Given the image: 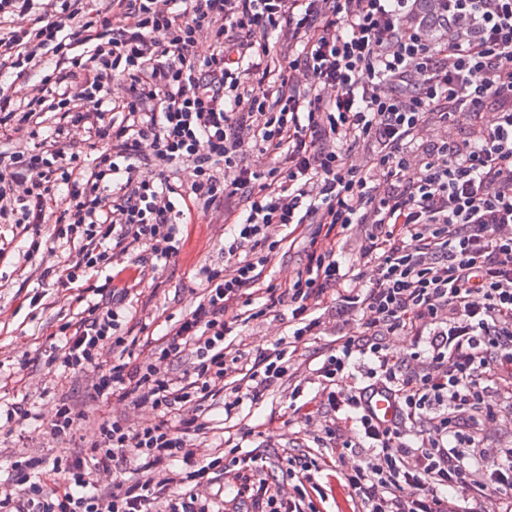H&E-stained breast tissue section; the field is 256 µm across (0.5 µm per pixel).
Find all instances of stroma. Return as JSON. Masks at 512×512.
<instances>
[{
  "label": "stroma",
  "mask_w": 512,
  "mask_h": 512,
  "mask_svg": "<svg viewBox=\"0 0 512 512\" xmlns=\"http://www.w3.org/2000/svg\"><path fill=\"white\" fill-rule=\"evenodd\" d=\"M315 225L296 230L295 242H287L288 228L273 234L278 244L269 252L260 282L288 287L307 263L309 239ZM230 227L220 212H195L184 228L185 243L179 254L167 264L143 267L141 283L129 295V310L135 322L129 333L143 337L162 334L168 320L196 305L202 290L197 279L201 266H224V239ZM23 228L0 224V397L22 400L35 417L13 428L0 427V462L17 454L50 458L73 447L68 436H53L48 423L59 399H67L85 410L90 417L107 415L131 425L152 419L148 406L128 400L112 399L108 406L95 401L85 375H64L50 359V344L61 324L76 322L83 309L79 296L89 295L101 284L102 275L81 280L65 290L43 279L45 268L62 266L63 250H40L31 259L19 257L23 246ZM321 325L315 336H305L288 349V374L257 401H243L233 419H226L222 406L206 410L207 427L192 436L193 457L205 463L225 450L237 448L239 455L255 458L267 477L280 482L283 493L293 491L286 467L281 460L286 448L314 447L322 417L319 409L326 383L318 373L323 354L337 336L356 329L353 316L342 311L335 292H328L316 312ZM290 312L277 307L267 312L263 302L250 299L238 310L225 343L230 363L224 378L227 386L242 384L255 357L273 352L289 333Z\"/></svg>",
  "instance_id": "1"
}]
</instances>
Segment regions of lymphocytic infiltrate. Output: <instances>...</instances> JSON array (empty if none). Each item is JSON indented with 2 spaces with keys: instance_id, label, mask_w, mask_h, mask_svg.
<instances>
[{
  "instance_id": "lymphocytic-infiltrate-1",
  "label": "lymphocytic infiltrate",
  "mask_w": 512,
  "mask_h": 512,
  "mask_svg": "<svg viewBox=\"0 0 512 512\" xmlns=\"http://www.w3.org/2000/svg\"><path fill=\"white\" fill-rule=\"evenodd\" d=\"M417 0H108L87 13L80 0H0V58L42 69L26 100L0 88V135L26 132L34 147L0 149V223L39 230L55 220L56 240L78 243L59 271L60 288L139 250L159 262L182 240L176 199L223 211L233 222L230 267H202L201 300L167 327L156 350L193 361L182 375L127 362L119 317L129 288L88 303L78 325H63L56 359L85 372L100 403L114 395L150 405L153 419L131 427L89 420L61 400L50 422L69 434L92 422L90 440L51 460L11 462L0 481V512H214L183 487L177 463L207 479L221 458L194 465L190 434L224 382L228 319L257 286L262 256L240 257L241 242L266 246L275 228L316 224L308 262L286 289L267 285V308L288 305L294 338L315 335V312L343 281L332 246L337 231L365 227L360 257L373 279L353 275L339 298L361 315L337 337L319 373L333 388L335 417L326 452L285 451V498L243 458L223 512H317L306 488L335 469L357 512H512V447H485L481 434L512 408V0H441V36L428 33ZM207 33V55L195 51ZM293 53L271 67L272 45ZM279 81L268 93L270 77ZM126 86L108 97L112 82ZM55 120L42 125L43 114ZM493 115L490 125L482 113ZM462 124L429 143L431 119ZM83 130L86 151L70 142ZM273 155L263 172L244 166L251 148ZM369 148L364 166L344 154ZM156 179L136 177L138 161ZM186 165L190 182L168 171ZM418 177H411V169ZM247 202L235 211L236 197ZM405 334L407 355L386 339ZM110 365H102L103 351ZM287 348L255 358L252 398L286 373ZM367 383L339 385L356 360ZM397 400L388 426L365 407L367 392ZM180 411L178 424L167 416ZM129 464L113 486L97 476Z\"/></svg>"
}]
</instances>
